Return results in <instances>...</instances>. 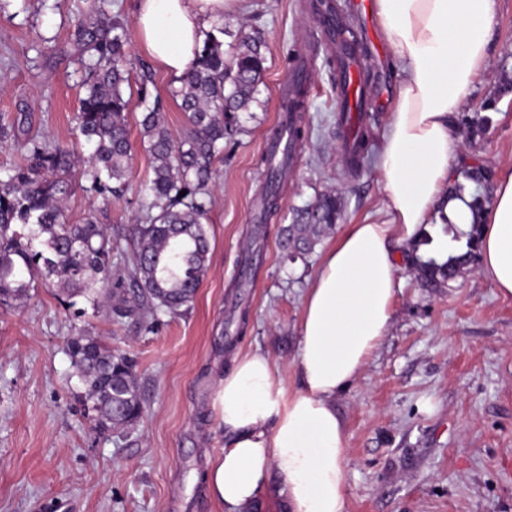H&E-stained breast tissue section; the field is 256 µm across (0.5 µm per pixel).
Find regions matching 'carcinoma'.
<instances>
[{
    "label": "carcinoma",
    "instance_id": "1",
    "mask_svg": "<svg viewBox=\"0 0 512 512\" xmlns=\"http://www.w3.org/2000/svg\"><path fill=\"white\" fill-rule=\"evenodd\" d=\"M107 0H83L78 27L84 95L76 121L79 134L93 151L80 173L82 190L107 202L127 188L131 142V99L123 86L130 37L124 25L108 18ZM224 25L206 34L196 62L169 90L179 101L185 125L174 139L163 120V101L142 97L139 121L142 144L151 159L152 177L142 204L143 223L135 227L131 264L113 262V241L123 236L94 216L79 224L66 221L62 202L74 192L69 148L37 135L20 138V127L0 118V146H15L20 160L0 177V305H21L38 284H56L68 297H84L93 310L107 302L117 318L137 316L154 328L160 312L175 315L188 307L209 267L210 244L204 225L211 203L213 165L224 154V139L236 124V113L249 109L262 81L264 40L243 37L231 64L224 60ZM367 132L345 153L358 169L368 153ZM460 174L473 183V215L489 202L492 169L465 163ZM286 160L272 169L264 193V215L279 210ZM184 196H179L180 192ZM344 202L325 192L282 229L288 257L314 252L323 235L337 224ZM479 220L471 224L465 249L440 262L412 256L417 279L426 288L451 282L477 261ZM67 350L82 391L78 402L97 430L126 428L139 420L143 398L132 359L115 354L95 336L75 331Z\"/></svg>",
    "mask_w": 512,
    "mask_h": 512
}]
</instances>
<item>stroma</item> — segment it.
<instances>
[{"label":"stroma","instance_id":"1","mask_svg":"<svg viewBox=\"0 0 512 512\" xmlns=\"http://www.w3.org/2000/svg\"><path fill=\"white\" fill-rule=\"evenodd\" d=\"M311 2L244 0L224 17L225 60L236 33H257L265 72L215 164L210 269L183 315L159 314L157 331L147 333L138 320L93 312L81 297L65 306L56 286L32 289L22 307H0V512H220L201 473L227 442L212 402L230 352L262 349L292 384L302 297L323 249L345 225L386 217L374 161L356 173L345 165L336 73ZM77 3L0 0V114L70 146L81 168L92 148L75 122L83 95ZM493 44L461 114L476 117L495 98L491 125L465 152L498 170L512 168V91L498 90L503 67L512 68V0H496ZM301 65L309 68L307 135L278 214L258 224L252 204L264 190L263 141L285 106L280 89ZM128 69L131 89L163 97L165 123L180 137L184 116L168 97L170 83L135 42ZM140 118L132 108L128 192L106 203L75 190L64 204L69 222L92 213L126 229L139 223L151 176ZM326 191L343 197L341 223L307 259L289 261L280 227ZM412 251L402 249L388 335L336 399L347 430L348 512H512V299L476 266L450 285L421 287ZM74 327L134 359L145 405L134 426L93 430L66 353Z\"/></svg>","mask_w":512,"mask_h":512}]
</instances>
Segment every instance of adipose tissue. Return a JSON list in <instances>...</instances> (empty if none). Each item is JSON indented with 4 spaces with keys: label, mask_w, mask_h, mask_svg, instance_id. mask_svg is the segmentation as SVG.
Here are the masks:
<instances>
[{
    "label": "adipose tissue",
    "mask_w": 512,
    "mask_h": 512,
    "mask_svg": "<svg viewBox=\"0 0 512 512\" xmlns=\"http://www.w3.org/2000/svg\"><path fill=\"white\" fill-rule=\"evenodd\" d=\"M240 0H135L137 39L173 86L205 34ZM401 65L377 169L385 221L347 225L322 254L302 301L292 386L261 349L234 353L213 408L228 437L202 479L221 512L267 498L273 512H347L345 424L336 398L362 374L388 333L400 250L429 225L469 232L470 194L448 188L461 149L456 117L493 47L495 0H374ZM478 260L512 299V168L498 171L481 212Z\"/></svg>",
    "instance_id": "obj_1"
}]
</instances>
